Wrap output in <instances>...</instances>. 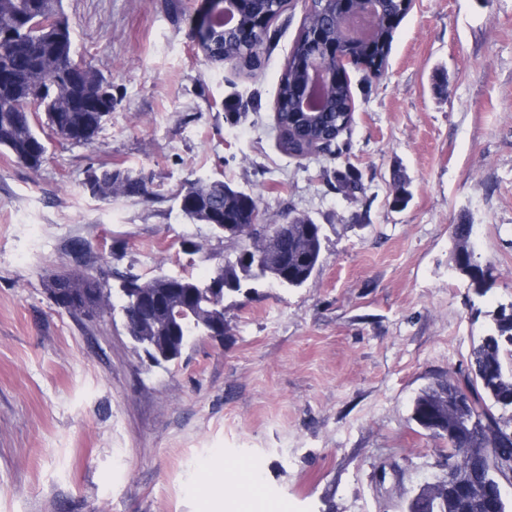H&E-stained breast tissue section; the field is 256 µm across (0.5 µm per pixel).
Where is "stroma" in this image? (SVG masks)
Masks as SVG:
<instances>
[{
	"instance_id": "stroma-1",
	"label": "stroma",
	"mask_w": 512,
	"mask_h": 512,
	"mask_svg": "<svg viewBox=\"0 0 512 512\" xmlns=\"http://www.w3.org/2000/svg\"><path fill=\"white\" fill-rule=\"evenodd\" d=\"M63 5L114 103L95 146L49 139L39 170L0 150V512H218L205 489L229 470V495L258 473L253 512H405L445 472L415 398L466 371L512 304V0H413L384 72H348L340 154L302 160L274 119L301 0L257 61L224 64L194 45L205 0ZM105 163L146 176L151 197L84 194ZM214 174L253 194L260 223L321 224L307 283L225 294L223 342L164 366L136 352L120 312L55 306L47 283L64 269L116 296L134 278L207 281L250 247L179 210L180 187ZM464 218L483 293L454 267Z\"/></svg>"
}]
</instances>
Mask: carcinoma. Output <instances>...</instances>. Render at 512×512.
Returning <instances> with one entry per match:
<instances>
[{"label":"carcinoma","mask_w":512,"mask_h":512,"mask_svg":"<svg viewBox=\"0 0 512 512\" xmlns=\"http://www.w3.org/2000/svg\"><path fill=\"white\" fill-rule=\"evenodd\" d=\"M62 0H0V150H6L15 161L30 169L41 167L44 157L36 153L42 137L32 122V115L44 117V124L51 133L63 135L73 128L84 131L83 145L91 147L103 130L107 116L112 112V82L94 65H88L84 77V90L99 98L101 112H89L73 106L74 88L67 71L73 53L69 26L61 30H37L29 27L30 21L52 9H61ZM277 93L282 101L279 117L281 144L286 151H295L317 141L325 134L341 135L350 126V117L344 114L351 97L350 85H338L330 108L320 114L318 121L307 124L300 119H290L292 111L291 73L285 71ZM149 181L142 175L135 176L128 170L103 164L87 170L83 182L85 190L94 198L107 202L114 197H139L149 195ZM182 213L195 224L214 226L224 223V218H235L240 209V195L224 194V179L207 177L186 183L177 193ZM474 225L459 222L453 225V262L457 270L482 286L485 270L477 252L472 234ZM238 235L253 242L252 251L262 257V265L242 267L226 260L220 271L224 280L242 283L249 279H269L279 286L299 287L314 273L321 254V226L299 222L290 229L288 244V282L280 278V254H272L267 236L260 234L250 224H241ZM64 280L69 288H87L89 283L74 271L56 275L47 285L55 287ZM133 293H149L163 301L192 299L196 307L180 312L179 323L183 334L196 336L203 329L208 317L215 313L224 315V301L212 309L209 295L198 282L182 277L172 288L161 287L158 277L127 284ZM140 344L151 351L161 347L162 331L157 322L144 318L137 324ZM455 391L466 401L465 409L456 418L448 420L452 429L459 420H473L477 430L452 441L454 449L449 454L461 469L481 470L494 476L497 466V448L502 446L494 426L512 424V308L500 307L493 313L486 334L481 337L470 356V366L462 378L439 377L425 387L416 397L412 417L424 430L431 428L433 409L441 407L448 392Z\"/></svg>","instance_id":"1"}]
</instances>
